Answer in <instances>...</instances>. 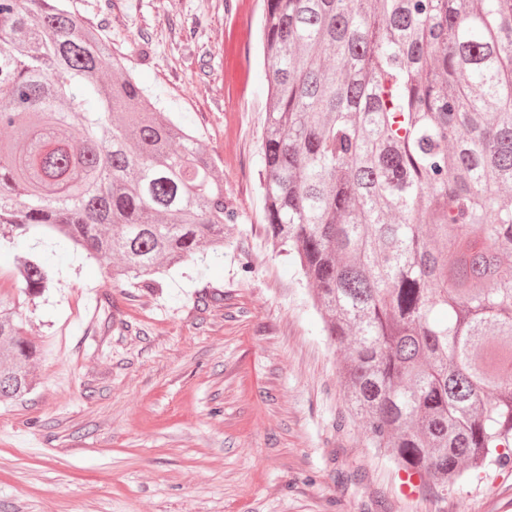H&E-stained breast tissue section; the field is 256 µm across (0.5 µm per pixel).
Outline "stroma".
I'll return each mask as SVG.
<instances>
[{"mask_svg": "<svg viewBox=\"0 0 512 512\" xmlns=\"http://www.w3.org/2000/svg\"><path fill=\"white\" fill-rule=\"evenodd\" d=\"M224 173L223 259L159 288L74 253L23 306L31 394L0 403V512H512V466L422 492L371 448L342 350L264 227L263 0H66Z\"/></svg>", "mask_w": 512, "mask_h": 512, "instance_id": "stroma-1", "label": "stroma"}]
</instances>
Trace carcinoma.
I'll list each match as a JSON object with an SVG mask.
<instances>
[{
  "label": "carcinoma",
  "instance_id": "carcinoma-1",
  "mask_svg": "<svg viewBox=\"0 0 512 512\" xmlns=\"http://www.w3.org/2000/svg\"><path fill=\"white\" fill-rule=\"evenodd\" d=\"M61 2L0 0V239L42 257L19 295L71 250L139 288L224 257L215 161ZM263 39L268 236L372 447L445 491L512 457V0H266ZM23 302L0 296V400L32 388Z\"/></svg>",
  "mask_w": 512,
  "mask_h": 512
}]
</instances>
